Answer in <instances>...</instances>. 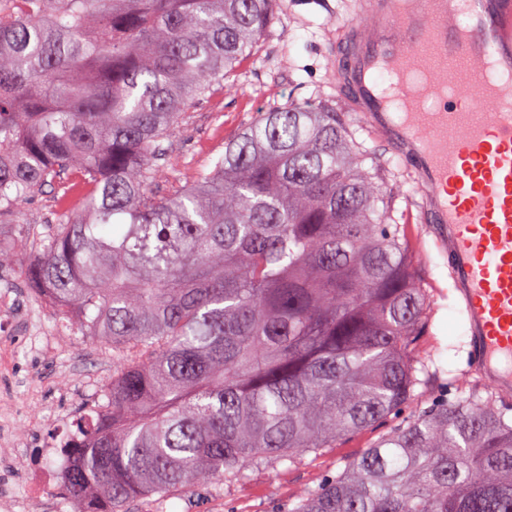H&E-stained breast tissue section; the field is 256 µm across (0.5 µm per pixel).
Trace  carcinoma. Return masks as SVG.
<instances>
[{"label": "carcinoma", "instance_id": "carcinoma-1", "mask_svg": "<svg viewBox=\"0 0 512 512\" xmlns=\"http://www.w3.org/2000/svg\"><path fill=\"white\" fill-rule=\"evenodd\" d=\"M276 0H0V223L54 188L32 288L112 346L83 512L277 466L405 415L289 512H512V406L424 405L428 290L396 186L336 113L265 112L183 184L169 145ZM0 238V268L16 262Z\"/></svg>", "mask_w": 512, "mask_h": 512}]
</instances>
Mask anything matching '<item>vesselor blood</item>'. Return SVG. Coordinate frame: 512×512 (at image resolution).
<instances>
[{
  "mask_svg": "<svg viewBox=\"0 0 512 512\" xmlns=\"http://www.w3.org/2000/svg\"><path fill=\"white\" fill-rule=\"evenodd\" d=\"M340 97L419 176L485 381L512 391V0H353Z\"/></svg>",
  "mask_w": 512,
  "mask_h": 512,
  "instance_id": "b4317fda",
  "label": "vessel or blood"
}]
</instances>
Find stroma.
Instances as JSON below:
<instances>
[{
    "mask_svg": "<svg viewBox=\"0 0 512 512\" xmlns=\"http://www.w3.org/2000/svg\"><path fill=\"white\" fill-rule=\"evenodd\" d=\"M345 15L340 0H277L271 28L230 78L233 90L206 94L175 130L172 147L181 157L179 174L190 177L223 153L225 142L271 107L293 102L332 108L356 143L382 162L385 182L401 188L394 217L409 227L419 273L429 290V320L419 356L435 375L423 387V397L486 399L492 389L473 369L466 315L448 277V255L437 247L432 225L423 220L421 184L389 140L341 101L330 80L339 50L336 24ZM54 219L55 197L47 192L25 204L22 223L0 224V235L21 240L27 260L35 234L45 233ZM3 285L17 293L15 311L26 316L34 340L16 350L14 373L0 375V398L31 400V411L17 416L15 440L0 444V469L21 472L26 463L19 448L49 443L57 431L55 414L75 417L89 403L104 402L112 384V350L77 329H58L61 313L56 308L30 306L18 269L0 270ZM378 437V430H366L292 463L247 468L243 479H217L190 497L171 499L167 512H290L302 489L335 475Z\"/></svg>",
    "mask_w": 512,
    "mask_h": 512,
    "instance_id": "1",
    "label": "stroma"
}]
</instances>
